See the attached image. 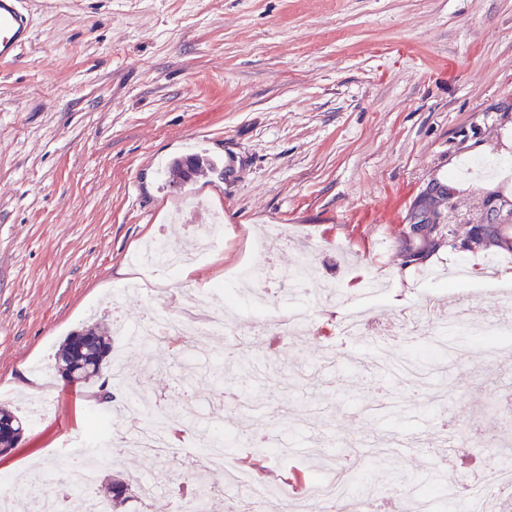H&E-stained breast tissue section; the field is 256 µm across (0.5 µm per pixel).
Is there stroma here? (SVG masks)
Wrapping results in <instances>:
<instances>
[{
	"label": "stroma",
	"instance_id": "35a3bbf8",
	"mask_svg": "<svg viewBox=\"0 0 512 512\" xmlns=\"http://www.w3.org/2000/svg\"><path fill=\"white\" fill-rule=\"evenodd\" d=\"M32 36L0 61V403L27 413L0 478L42 465L41 496L68 480L55 449L78 437L112 445L123 421L89 387L39 381L63 340L89 322L146 312L128 284L151 278L155 307H177L185 285L264 271L275 307L293 303L315 331L281 340L238 298L244 355L224 378L208 355L127 345L129 390L164 410L185 390L219 405L235 441L211 471L215 512L250 496L235 472L254 457L247 432L276 442L271 477L295 490L316 464L354 465L370 494L397 492L434 512L448 481L466 485L512 462V352H487L473 333L444 358L463 317L492 327L512 300V254L495 263L447 246L493 203H512V176L476 180L465 165L512 159V0H25ZM231 157L230 178L200 173L170 184L188 153ZM224 213L221 244L176 276L148 273L153 240L178 251ZM304 269L302 286L281 281ZM370 314L366 336L336 326L344 308ZM433 331L397 343L422 371L403 382L359 367L372 336H391L418 312ZM457 446H443L444 423ZM186 457L162 468L116 454L102 478L166 470L164 500L187 491Z\"/></svg>",
	"mask_w": 512,
	"mask_h": 512
}]
</instances>
